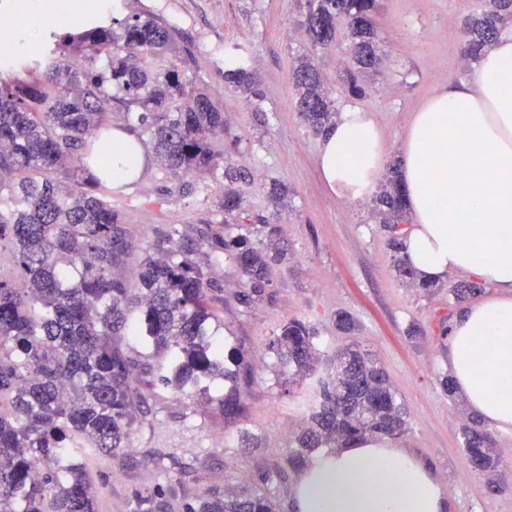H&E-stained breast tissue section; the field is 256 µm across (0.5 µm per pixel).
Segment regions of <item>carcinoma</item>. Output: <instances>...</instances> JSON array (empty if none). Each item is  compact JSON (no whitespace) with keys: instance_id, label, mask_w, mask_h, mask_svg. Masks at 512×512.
I'll return each instance as SVG.
<instances>
[{"instance_id":"obj_1","label":"carcinoma","mask_w":512,"mask_h":512,"mask_svg":"<svg viewBox=\"0 0 512 512\" xmlns=\"http://www.w3.org/2000/svg\"><path fill=\"white\" fill-rule=\"evenodd\" d=\"M379 0H308L304 26L311 49L336 39V20H347L351 64L347 91H362L359 77L382 66L378 53ZM86 28L58 34L48 20L41 52L0 71V248L10 245L14 263L0 266V512H98L91 467L75 449L101 458L128 444L134 373L187 397L207 395L217 380L236 382L224 366V340L208 324L220 323L217 287L187 257L180 228L164 236L166 259L150 253L133 271L137 287L121 272L132 243L122 211L112 206V129L107 115L122 111L153 142L161 170L206 179L222 169L229 182L217 203L234 215L241 197L235 182L246 175L224 167L223 105L211 99L188 71L191 52L180 51L175 30L156 17L133 15L112 29V18L86 13ZM512 24V0H482L464 29L463 56L477 60L502 28ZM171 52L175 61L158 72L144 59ZM298 112L321 132L335 115L312 55L291 73ZM224 81L259 97L249 67L224 71ZM97 167L95 176L91 167ZM401 252L406 217L399 169L373 199ZM265 241L243 234L207 237L210 249L233 261L252 294L270 285L272 265L286 257L278 228L262 225ZM482 291L473 282L452 290L462 302ZM132 312L134 336L151 349L154 364L116 340ZM265 349L275 356L279 383L315 376L320 353L310 324L292 318ZM333 373L317 381L308 425L297 436L291 464L317 448L366 435L399 437L405 412L384 368L371 354L348 348L331 362ZM463 458L490 476L499 466L492 436L479 425L463 428ZM163 487L134 492L137 512H165ZM181 512H276L270 492L241 485L210 488L182 502Z\"/></svg>"}]
</instances>
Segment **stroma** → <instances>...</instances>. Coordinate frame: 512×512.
<instances>
[{"label":"stroma","instance_id":"35a3bbf8","mask_svg":"<svg viewBox=\"0 0 512 512\" xmlns=\"http://www.w3.org/2000/svg\"><path fill=\"white\" fill-rule=\"evenodd\" d=\"M306 6V0H120L111 12L119 21L150 14L177 31L179 45L192 53L191 70L224 106L225 157L250 173L240 185L237 221L216 210L224 190L220 176L205 182L191 176L166 179L152 161L137 180L114 186L112 202L125 213L133 254L156 252L167 226L180 225L194 245L192 261L206 268L219 289V335L226 347H242L256 362L253 374L241 376L242 412L234 417L224 416L220 390L188 399L148 386L146 376L137 375L133 398L146 400V411L137 413L126 448L92 464L99 476V512H132L133 491L158 484L175 488L169 503L178 512L184 495L242 483L257 486L274 468L284 476L269 489L279 512H288L296 474L290 459L295 435L311 412L312 383L278 386L274 359L263 343L291 318L309 322L324 356L358 341L381 362L407 412V428L396 443L432 463L450 512H512V434H492L504 488L489 492L485 476L468 470L461 454L462 430L470 421L465 404L437 383L446 372L443 351L459 309L451 290L460 276L449 275L428 293L400 279L389 233L371 200H341L320 176V136L302 121L291 83L295 61L309 51ZM476 6L477 0H383L378 27L385 66L366 80V93L358 98L345 92L341 80L345 41L319 50L316 63L334 109L352 102L371 112L387 163L399 161L403 135L425 99L472 73L461 56L460 29ZM232 62L255 68L259 98L225 84L224 70ZM164 183L171 195H161ZM276 183L288 189L278 206L270 199ZM256 218L279 226L288 256L274 265L270 286L246 305L240 301L241 273L211 251L201 233L207 219L223 222L225 233L237 235ZM340 311L355 318L354 334L337 330ZM414 323L424 330L416 340L407 336ZM245 431L256 447H239Z\"/></svg>","mask_w":512,"mask_h":512}]
</instances>
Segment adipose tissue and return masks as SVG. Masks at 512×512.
<instances>
[{"label":"adipose tissue","instance_id":"ef3b65f1","mask_svg":"<svg viewBox=\"0 0 512 512\" xmlns=\"http://www.w3.org/2000/svg\"><path fill=\"white\" fill-rule=\"evenodd\" d=\"M512 32L471 78L437 89L402 139L400 174L413 222L403 254L422 279L460 274L493 293L453 317L445 350L454 390L482 424L512 433ZM385 154L371 113L345 104L322 134L318 166L337 197L376 188ZM289 512H448L429 462L365 436L314 455L298 472Z\"/></svg>","mask_w":512,"mask_h":512}]
</instances>
